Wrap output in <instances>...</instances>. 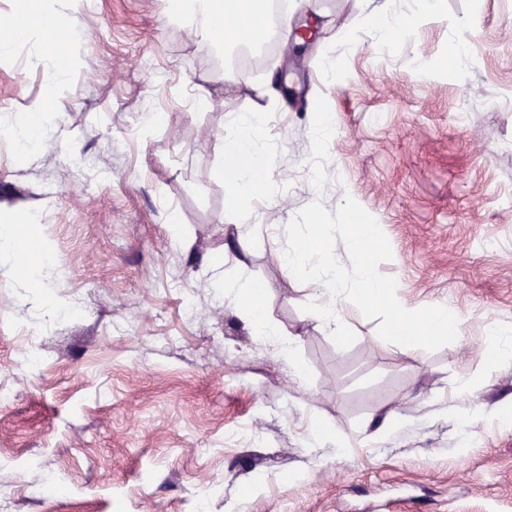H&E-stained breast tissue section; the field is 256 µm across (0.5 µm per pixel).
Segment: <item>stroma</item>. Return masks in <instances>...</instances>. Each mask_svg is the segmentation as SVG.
I'll use <instances>...</instances> for the list:
<instances>
[{
    "label": "stroma",
    "instance_id": "35a3bbf8",
    "mask_svg": "<svg viewBox=\"0 0 512 512\" xmlns=\"http://www.w3.org/2000/svg\"><path fill=\"white\" fill-rule=\"evenodd\" d=\"M50 7L78 34L57 95L37 40L0 56V114L21 121L43 99L56 127L26 154L0 135V221L39 208L17 234L66 270L40 291L81 314L49 316L0 259V512H186L204 489L208 512H512V363L489 367L483 352L489 325L512 326V0H441L434 14L392 0L415 23L388 40L351 0H288L265 48L229 55L172 21L171 0ZM302 26L296 57L274 53ZM458 42L472 64L454 59ZM258 107L277 180L241 224L220 175L225 120ZM147 108L166 122L145 124ZM324 111L335 131L318 143ZM347 196L388 238L379 271L398 298L460 315L454 343L404 355L349 303L357 339L341 349L302 311L318 286L274 254L300 209ZM219 272L264 288L299 370L233 294L212 303ZM29 325L42 332L34 370L16 364ZM463 374L475 393L450 401ZM473 403L486 417L471 426L459 413ZM317 422L348 451L312 444Z\"/></svg>",
    "mask_w": 512,
    "mask_h": 512
}]
</instances>
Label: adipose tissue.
Wrapping results in <instances>:
<instances>
[{
    "label": "adipose tissue",
    "mask_w": 512,
    "mask_h": 512,
    "mask_svg": "<svg viewBox=\"0 0 512 512\" xmlns=\"http://www.w3.org/2000/svg\"><path fill=\"white\" fill-rule=\"evenodd\" d=\"M259 0H174V16L178 21L194 26L202 37L218 48H234L249 42L252 32L248 19L255 15ZM54 23L58 15L45 10L43 0H31L25 9L15 12L5 36L0 37V53L10 52L15 43L27 39L35 31L34 17ZM266 114L262 111L240 112L230 115L228 126L231 137L224 142L225 162L228 168L229 192L236 203L269 192L267 177L270 156L267 152L262 128ZM34 214L27 209L15 212L12 223L0 225V256L15 267L26 270L32 281H41L45 270L57 269L58 264L48 254H41L33 264H24L23 249L15 234L16 224L32 223ZM240 311L255 334L279 340L287 355H294V339L281 338L279 331L266 316L264 291L256 286L241 291Z\"/></svg>",
    "instance_id": "adipose-tissue-1"
}]
</instances>
